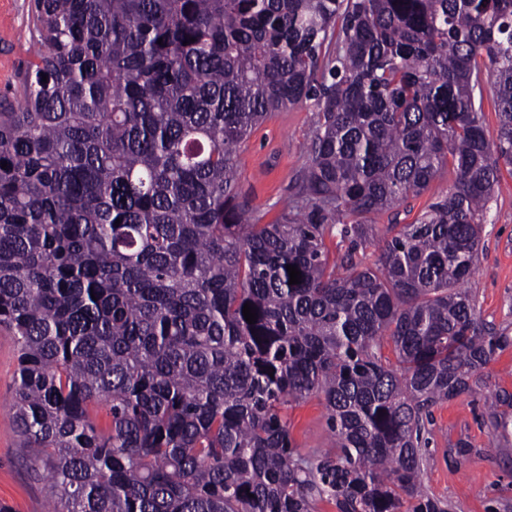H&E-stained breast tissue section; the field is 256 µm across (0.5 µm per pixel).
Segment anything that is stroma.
I'll return each instance as SVG.
<instances>
[{
    "mask_svg": "<svg viewBox=\"0 0 512 512\" xmlns=\"http://www.w3.org/2000/svg\"><path fill=\"white\" fill-rule=\"evenodd\" d=\"M33 0H0V102H15L19 78L35 50ZM314 110L299 105L275 113L251 135L239 158V188L263 223L274 222L282 202L302 172L312 132ZM485 227V248L473 290L485 321L512 325V173H503ZM17 371L15 346L0 331V502L11 512H46L44 484L22 460L12 408ZM298 448L326 447L330 431L323 401L312 397L284 408ZM424 486L447 501L452 512H512V435L494 438L480 398L462 396L432 410ZM467 441L464 459L453 447Z\"/></svg>",
    "mask_w": 512,
    "mask_h": 512,
    "instance_id": "35a3bbf8",
    "label": "stroma"
}]
</instances>
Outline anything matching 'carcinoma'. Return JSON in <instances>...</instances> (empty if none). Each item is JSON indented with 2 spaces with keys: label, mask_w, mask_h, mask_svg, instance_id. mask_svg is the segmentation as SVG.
Returning a JSON list of instances; mask_svg holds the SVG:
<instances>
[{
  "label": "carcinoma",
  "mask_w": 512,
  "mask_h": 512,
  "mask_svg": "<svg viewBox=\"0 0 512 512\" xmlns=\"http://www.w3.org/2000/svg\"><path fill=\"white\" fill-rule=\"evenodd\" d=\"M33 35L0 104V327L48 512H450L422 481L432 408L484 390L512 426L485 373L512 334L470 286L512 166V0H35ZM308 102L260 224L239 155ZM309 397L331 444L303 454L280 407ZM388 214L373 216V224L376 225V238L372 244H367L364 250H359L356 254V260L362 261L364 264H373L378 255V239L383 237L385 228L388 223Z\"/></svg>",
  "instance_id": "cac0c4a2"
}]
</instances>
